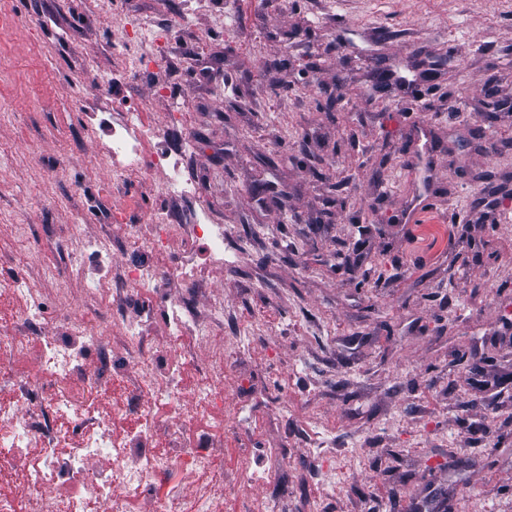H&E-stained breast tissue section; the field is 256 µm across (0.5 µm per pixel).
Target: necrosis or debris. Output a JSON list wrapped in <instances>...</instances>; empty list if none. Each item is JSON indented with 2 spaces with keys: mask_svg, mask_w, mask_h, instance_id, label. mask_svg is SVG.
<instances>
[{
  "mask_svg": "<svg viewBox=\"0 0 512 512\" xmlns=\"http://www.w3.org/2000/svg\"><path fill=\"white\" fill-rule=\"evenodd\" d=\"M84 128L105 134L106 167L114 183H145L158 170L165 178L150 211H141L130 200L100 214L104 226L122 227V234L85 243L80 252H67L54 225H41L39 241L54 242L60 259L56 267L42 270V278H63L74 267L87 271L89 292H97L103 281L112 283L108 306L73 311L59 320L55 335L38 333L48 312L43 296L31 286V268L0 252V298L18 308L12 323L0 327V386H13L11 402H0V447L13 451L10 461H0V512H15V500L5 486L19 476L29 485L25 512H84L90 502L106 512H129L130 502L144 496L155 499L154 512H223L225 501H244L252 483H273L276 471L258 470L247 462L230 471L218 469L224 448L199 431L196 422L205 413L220 426L229 417L259 411L261 401L247 385L225 391L224 358L219 355L200 370L191 410L168 423L154 408L175 406L182 371L193 363L190 346L224 325L219 313L201 318L195 296L206 286L197 259L203 254L223 262L225 229L213 223L196 197L184 165L193 144L183 124L174 121L159 130L132 111L113 114L108 123L87 119ZM144 217L155 224L156 234L139 242L133 228ZM174 234L184 243L179 263L150 264V256L160 254ZM126 249L132 252L130 260L113 269L112 252ZM133 304L139 315L130 323L124 313ZM161 314L173 335L181 337L183 353L150 344L151 326ZM34 345L48 371L46 383L36 389L15 382L11 372L15 360ZM90 357L107 360L106 374L85 373L83 363ZM106 377L112 380V408L104 413L90 401ZM121 418L133 422L123 435L114 430ZM28 448L38 450V466H30L24 454ZM94 458L108 459L109 470L90 469L88 462ZM184 466L206 477L189 498L170 484Z\"/></svg>",
  "mask_w": 512,
  "mask_h": 512,
  "instance_id": "necrosis-or-debris-1",
  "label": "necrosis or debris"
}]
</instances>
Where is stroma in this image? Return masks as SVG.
Instances as JSON below:
<instances>
[{
  "label": "stroma",
  "mask_w": 512,
  "mask_h": 512,
  "mask_svg": "<svg viewBox=\"0 0 512 512\" xmlns=\"http://www.w3.org/2000/svg\"><path fill=\"white\" fill-rule=\"evenodd\" d=\"M117 15L172 31L177 70L119 50ZM0 57V250L28 264L58 255L21 225L95 239L87 201L122 202L80 106L188 129L227 231L196 304L278 413L228 422V454L288 473L250 506L512 512V0H0ZM35 285L44 336L87 301L76 270Z\"/></svg>",
  "instance_id": "obj_1"
}]
</instances>
